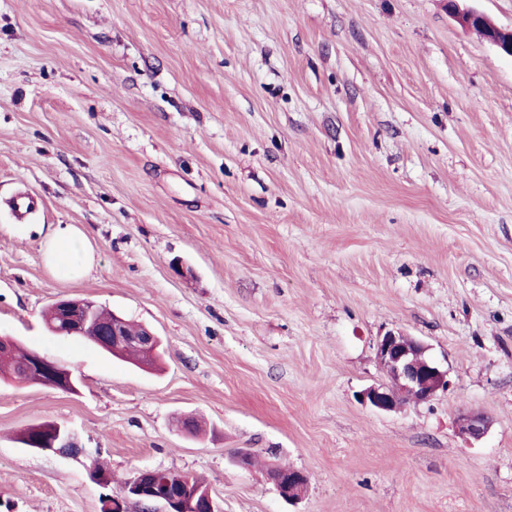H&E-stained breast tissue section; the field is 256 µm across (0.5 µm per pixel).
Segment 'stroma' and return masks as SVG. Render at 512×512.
Listing matches in <instances>:
<instances>
[{
	"label": "stroma",
	"mask_w": 512,
	"mask_h": 512,
	"mask_svg": "<svg viewBox=\"0 0 512 512\" xmlns=\"http://www.w3.org/2000/svg\"><path fill=\"white\" fill-rule=\"evenodd\" d=\"M55 224L89 277L49 273ZM64 298L150 327L156 366L48 332ZM389 331L449 389L361 404ZM0 336L79 378H0V512H100L97 461L220 512H512V57L448 0H0ZM43 422L82 453L23 445ZM43 256L54 277L71 281L90 274L95 250L82 229L74 224H56L44 240ZM491 427V422L483 413L474 410L463 411L458 418V430L474 440L485 437ZM279 495L289 501L299 500L307 489L306 475L297 469L274 467L269 471Z\"/></svg>",
	"instance_id": "35a3bbf8"
}]
</instances>
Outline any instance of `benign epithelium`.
I'll list each match as a JSON object with an SVG mask.
<instances>
[{
	"label": "benign epithelium",
	"mask_w": 512,
	"mask_h": 512,
	"mask_svg": "<svg viewBox=\"0 0 512 512\" xmlns=\"http://www.w3.org/2000/svg\"><path fill=\"white\" fill-rule=\"evenodd\" d=\"M449 7L465 28L483 27L485 39L503 53L512 56V29L505 30L486 21V16L474 10H461L456 0H448ZM63 307L73 319V334L91 339L103 351L120 352L126 345L137 346L145 362H150L159 352L160 339L150 328L143 326L135 336L125 330V320L112 315L110 322L89 320L88 313L94 304L86 299H65ZM428 347L419 339L401 331H388L377 338L376 360L390 379L383 386H370L360 394V401L380 412H393L408 400L427 402L441 390L448 388V371L427 355ZM61 370L60 363L38 351L31 352L28 373ZM491 422L483 413L463 411L458 418L461 434L480 440L485 437ZM40 449L61 455H78L82 448L73 433L60 425L45 438L37 440ZM160 470L141 469L123 486L122 495H104L101 504L106 512H122L128 501L137 503L140 512H218L210 491L192 490L191 480L183 476L176 485L159 481ZM279 495L289 501L299 500L307 489L306 475L297 469L274 467L269 471Z\"/></svg>",
	"instance_id": "7a95c632"
}]
</instances>
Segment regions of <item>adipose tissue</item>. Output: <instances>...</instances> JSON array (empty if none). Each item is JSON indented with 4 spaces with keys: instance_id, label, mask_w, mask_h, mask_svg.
Here are the masks:
<instances>
[{
    "instance_id": "obj_1",
    "label": "adipose tissue",
    "mask_w": 512,
    "mask_h": 512,
    "mask_svg": "<svg viewBox=\"0 0 512 512\" xmlns=\"http://www.w3.org/2000/svg\"><path fill=\"white\" fill-rule=\"evenodd\" d=\"M43 256L47 269L54 277L71 281L90 274L95 250L82 229L73 224H59L46 236Z\"/></svg>"
}]
</instances>
